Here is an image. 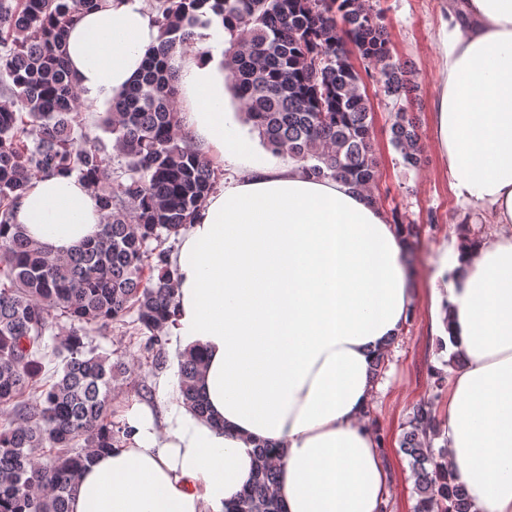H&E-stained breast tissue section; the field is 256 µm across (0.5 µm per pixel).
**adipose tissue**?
<instances>
[{
    "label": "adipose tissue",
    "instance_id": "adipose-tissue-1",
    "mask_svg": "<svg viewBox=\"0 0 512 512\" xmlns=\"http://www.w3.org/2000/svg\"><path fill=\"white\" fill-rule=\"evenodd\" d=\"M182 57L184 127L238 167L178 237L179 350L203 348L209 414L127 410L130 434L80 475L69 512H226L258 442L283 447L275 494L288 512H381V445L366 421L375 350L412 302L395 226L368 195L255 154L224 110V33ZM145 0H102L67 32L76 84L126 89L156 45ZM433 134L456 200L492 238L441 253L436 335L462 364L441 442L471 512H512V0H450L437 22ZM55 253L95 237L103 215L78 174L32 179L13 209Z\"/></svg>",
    "mask_w": 512,
    "mask_h": 512
}]
</instances>
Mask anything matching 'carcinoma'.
I'll return each instance as SVG.
<instances>
[{"label": "carcinoma", "mask_w": 512, "mask_h": 512, "mask_svg": "<svg viewBox=\"0 0 512 512\" xmlns=\"http://www.w3.org/2000/svg\"><path fill=\"white\" fill-rule=\"evenodd\" d=\"M100 2L0 0V71L11 81L0 96V411L8 416L0 512H68L79 473L126 435L110 405L128 367L87 348V336L131 314L130 335L147 337L152 368L167 366L176 270L162 245L191 223L218 180L182 125L169 65L195 28L218 20L231 35L224 67L247 121L306 173L369 194L376 186L373 118L351 46L385 96L405 102L391 125L403 165L422 161L412 72L394 58L383 9L365 0H158V45L101 118L109 151L86 126L65 49L76 14ZM55 172L85 179L103 211L96 238L67 254L12 227V205L29 180ZM62 319L71 324L53 349L62 369L45 380L44 336ZM201 369L200 352L179 354L182 404L202 416ZM447 386L448 374L432 370V396L413 406L400 440L414 476L413 512H470L448 448L432 443L443 433L434 401ZM254 456L253 480L233 512H285L273 491L284 450L264 443Z\"/></svg>", "instance_id": "cac0c4a2"}]
</instances>
